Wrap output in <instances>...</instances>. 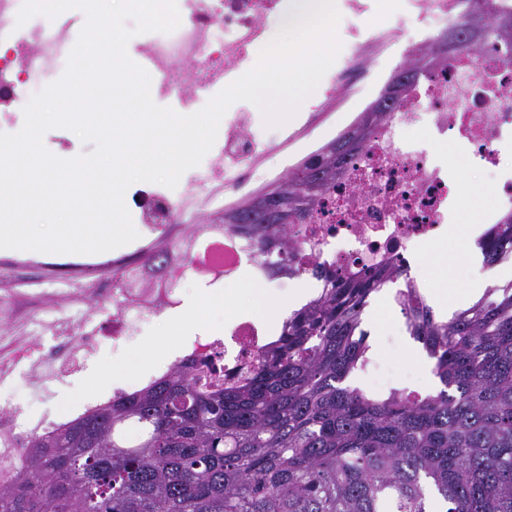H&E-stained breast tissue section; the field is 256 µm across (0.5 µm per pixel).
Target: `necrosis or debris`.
I'll return each mask as SVG.
<instances>
[{"mask_svg":"<svg viewBox=\"0 0 512 512\" xmlns=\"http://www.w3.org/2000/svg\"><path fill=\"white\" fill-rule=\"evenodd\" d=\"M19 0H0V48L9 58L0 62V86L13 74L36 77L53 68L63 48H74L79 34L69 25L36 24L26 39L14 38ZM180 24L169 33L154 32L142 42L140 54L150 72L161 79L162 95L174 94L186 104L203 106L211 88L230 85L243 76L253 55L267 41L270 27L288 0H183ZM345 34L349 56L337 70L324 99L313 108L310 125L322 113L356 106L363 89L385 73L393 51L402 63L414 53L430 51L435 38L465 8V0H406L397 18L379 27L361 29L364 6L347 0ZM246 107L224 120L220 156L207 157L205 169L213 182L207 198L214 212H224V197L241 192L248 183L258 152H272L251 133ZM463 143L473 168L497 173L489 187L497 209L483 221L497 224L512 213V177H505L512 155V50L490 39L478 48L439 57L420 73L374 128L361 151L341 170L336 183L315 203L303 224L288 227V279L315 280L319 266L330 265L345 276L386 262L410 266L420 252L441 241L455 210L468 203L474 183L449 181L438 146ZM197 200L194 191L172 194L167 186L135 191L143 246L135 253L109 259V278H97L95 260L75 262L87 288L67 289L66 306H81L82 316L36 322L27 342L0 355V385L25 372L33 391L52 393L60 384L87 369L101 341H120L138 332L144 314L160 316L181 303L174 288L155 287L149 272L162 265L167 252L187 235L184 214ZM165 240H158V232ZM187 267L208 285L236 279L258 284L269 279L272 265L242 245L239 239L196 235ZM140 268L141 288H124L119 276ZM267 331L257 321L239 319L228 335L195 334L191 356L211 362L217 375L250 363L266 343ZM57 422L27 418L22 403L0 406V483H9L26 460L27 446L38 433L57 429Z\"/></svg>","mask_w":512,"mask_h":512,"instance_id":"1","label":"necrosis or debris"}]
</instances>
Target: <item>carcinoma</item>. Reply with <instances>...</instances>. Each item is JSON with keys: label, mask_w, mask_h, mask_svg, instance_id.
I'll return each instance as SVG.
<instances>
[{"label": "carcinoma", "mask_w": 512, "mask_h": 512, "mask_svg": "<svg viewBox=\"0 0 512 512\" xmlns=\"http://www.w3.org/2000/svg\"><path fill=\"white\" fill-rule=\"evenodd\" d=\"M486 5L438 41L452 59L512 17ZM433 57L398 69L355 123L303 159L305 179L272 184L277 222L249 206L219 229L252 251L280 254V233L308 218ZM487 265L512 257V215L481 240ZM321 292L292 312L239 379L219 381L186 358L141 390L112 398L35 438L27 469L0 486V512H512V281L448 320L408 271L382 264L348 278L323 269ZM403 279L397 302L433 360L441 389L381 395L352 379L370 363L363 314Z\"/></svg>", "instance_id": "1"}]
</instances>
